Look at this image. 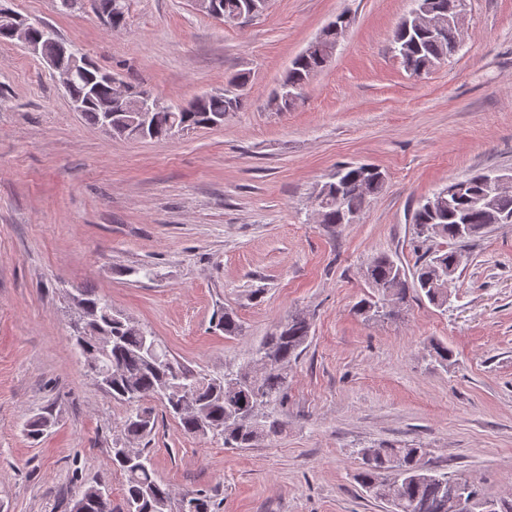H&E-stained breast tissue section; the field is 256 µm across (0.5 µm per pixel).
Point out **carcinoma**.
<instances>
[{
    "label": "carcinoma",
    "instance_id": "1",
    "mask_svg": "<svg viewBox=\"0 0 512 512\" xmlns=\"http://www.w3.org/2000/svg\"><path fill=\"white\" fill-rule=\"evenodd\" d=\"M433 16H452L457 0H425ZM462 32L449 22L440 36L417 32L403 25L396 28L394 45L403 66L412 74L421 75L438 63L453 56L451 49L461 38ZM32 39L39 43L45 57L64 59L70 53L68 44L45 27L32 32ZM336 41V33L328 34L324 48L304 50L291 63L284 81L297 95L315 73L329 63L327 47ZM97 76L94 68L76 74L68 91L69 97H81L86 85ZM232 83L224 91L210 93L199 101L195 112H157L150 130L144 132L132 122L130 103L112 99L111 88L99 85L98 99L86 106L81 116L90 124L101 127L103 114L100 101L112 102V131L116 136L129 140L166 139L172 126L184 132L199 128L224 125V117L242 105L240 95L234 93ZM339 179L327 181L321 192L327 204L321 209L320 223L336 226L349 222L348 216L358 215L370 198L384 185L382 172L372 173L366 166L343 164L336 167ZM487 171H476L465 178L466 186L460 190L453 203L430 202L426 199L413 213L416 242L424 244L434 239L445 243L464 242L458 234V224L468 220L474 236H481L492 224L500 222L502 215H512V192L499 197L487 208L471 206L470 200L481 195ZM456 250L453 248L426 250L419 256L412 275H407L393 257L380 253L370 259L366 267L368 287L373 294L362 299L355 307L356 313L368 318H390L382 310L386 293L405 303L410 292L425 296L438 308H448V267L452 265ZM83 298L89 309L87 350L97 347L101 332L112 336L109 363L112 364V384L108 390L112 400L128 407L122 420V432L128 439L145 438L155 427V415L147 402L160 403L179 420L181 430L190 436L200 437L210 433L224 439L226 448H246L253 442L270 438L282 432L285 421L269 412L280 404L288 388L285 368L297 360L310 338L311 324L301 315L288 316L279 322L251 352V358L240 371L226 370L222 375L195 374L175 359L165 347L151 350L145 345L146 329L115 318L112 303L92 290L85 289ZM217 326L227 336H239L243 331L240 320L230 311L218 315ZM142 464L132 466L120 458V450L112 449V466L125 476L123 512H173V494L170 488L154 478L150 450L138 449ZM362 466L357 474L360 485L374 498L389 504L396 512H448V498L462 494L466 512H484L488 499L480 496L475 486L460 474L438 473L428 467L421 448L380 445L361 450ZM400 484L399 504L390 503L388 487ZM100 486H90L81 491L85 512H114L112 499H99ZM210 501L201 493L188 490L178 500V512H210Z\"/></svg>",
    "mask_w": 512,
    "mask_h": 512
}]
</instances>
